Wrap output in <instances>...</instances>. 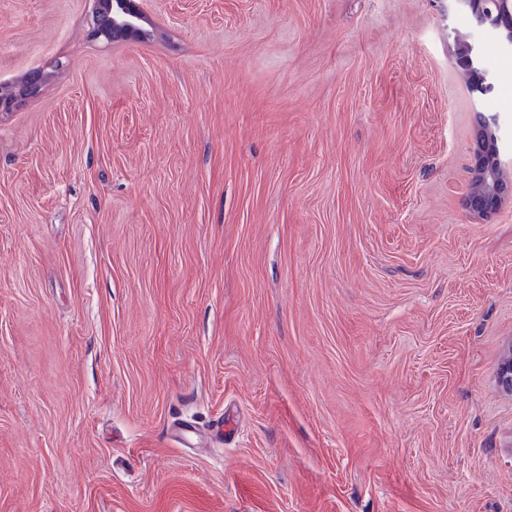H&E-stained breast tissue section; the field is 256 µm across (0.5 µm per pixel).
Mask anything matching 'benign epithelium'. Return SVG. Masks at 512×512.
I'll return each instance as SVG.
<instances>
[{
    "instance_id": "7a95c632",
    "label": "benign epithelium",
    "mask_w": 512,
    "mask_h": 512,
    "mask_svg": "<svg viewBox=\"0 0 512 512\" xmlns=\"http://www.w3.org/2000/svg\"><path fill=\"white\" fill-rule=\"evenodd\" d=\"M468 8L476 26L484 33L498 37L512 46V0H460ZM110 20L112 32L102 29L96 18H91L92 34L110 40L115 34L128 39L139 31L141 12L135 0H100ZM455 53L463 75L470 77L472 93L485 97L492 93V80L479 68L477 44L470 35L454 39ZM498 126L492 119L480 117L474 141V164L471 168L467 205L471 212L482 217L496 211L512 196V168L501 163L498 145ZM498 381L512 391V355L498 368Z\"/></svg>"
}]
</instances>
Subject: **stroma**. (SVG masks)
I'll return each instance as SVG.
<instances>
[{"label":"stroma","mask_w":512,"mask_h":512,"mask_svg":"<svg viewBox=\"0 0 512 512\" xmlns=\"http://www.w3.org/2000/svg\"><path fill=\"white\" fill-rule=\"evenodd\" d=\"M0 0V512H512V49L451 0ZM110 20L112 31L118 38L128 39L139 31L141 12L134 0H101ZM112 38V41H119ZM455 53L463 75L470 77L472 93L485 97L492 93V80L479 68L477 44L470 35H458L454 39ZM480 116L467 196L469 209L478 217L496 211L512 196L511 166L501 163L498 126L494 120Z\"/></svg>","instance_id":"35a3bbf8"}]
</instances>
